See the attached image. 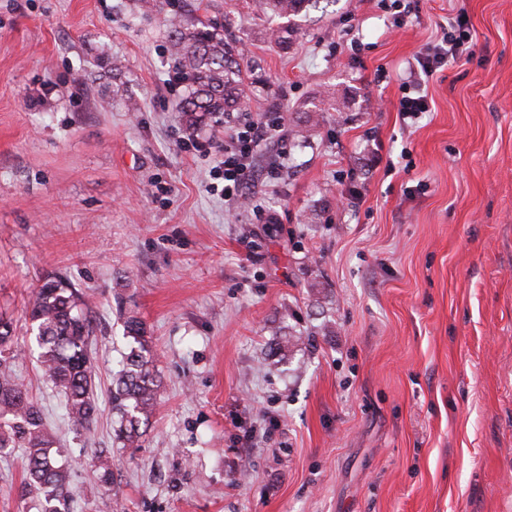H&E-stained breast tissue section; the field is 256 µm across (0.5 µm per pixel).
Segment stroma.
<instances>
[{
    "mask_svg": "<svg viewBox=\"0 0 512 512\" xmlns=\"http://www.w3.org/2000/svg\"><path fill=\"white\" fill-rule=\"evenodd\" d=\"M0 0V311L75 512H512V0H193L228 19L243 109L280 111L251 208L210 177L225 124L189 128L150 0ZM473 54L402 121L401 76L449 17ZM287 30V42L277 34ZM279 179H268L272 167ZM87 293L94 430L76 436L25 318L45 273ZM136 315L163 386L138 447L108 401ZM22 451L0 512H33ZM90 462L100 485L109 490L114 480L111 451L106 448H91Z\"/></svg>",
    "mask_w": 512,
    "mask_h": 512,
    "instance_id": "obj_1",
    "label": "stroma"
}]
</instances>
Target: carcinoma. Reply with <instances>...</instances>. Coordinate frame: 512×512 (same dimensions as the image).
Returning <instances> with one entry per match:
<instances>
[{
  "label": "carcinoma",
  "mask_w": 512,
  "mask_h": 512,
  "mask_svg": "<svg viewBox=\"0 0 512 512\" xmlns=\"http://www.w3.org/2000/svg\"><path fill=\"white\" fill-rule=\"evenodd\" d=\"M308 0H264L266 9L296 15ZM225 25L211 21L176 23L171 36L178 73L188 82L182 112L193 126L217 113L238 112L245 97V75L236 48L224 35ZM35 332L41 372L65 397V413L78 434L89 432L100 407L94 397V368L89 354L95 324L85 294L67 279L48 274L33 289L28 307ZM124 336L132 339L122 368L112 377L109 401L117 420L116 440L136 448L154 416L160 380L155 353L141 320L126 318ZM13 320L0 316V451L20 448L26 460L24 487L39 501V512H70V469L76 460L65 455L44 424L41 406L19 380L12 351ZM91 467L100 485L110 489L112 453L93 448Z\"/></svg>",
  "instance_id": "cac0c4a2"
}]
</instances>
